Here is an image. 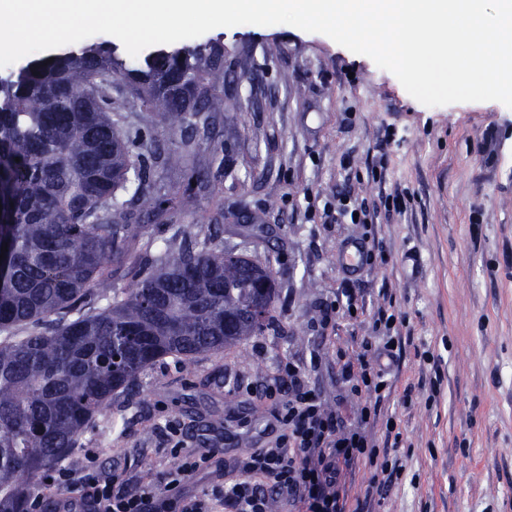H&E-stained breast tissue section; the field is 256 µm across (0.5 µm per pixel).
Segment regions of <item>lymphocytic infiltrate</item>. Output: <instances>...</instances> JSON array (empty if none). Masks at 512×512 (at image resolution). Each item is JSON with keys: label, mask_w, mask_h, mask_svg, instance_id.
Returning <instances> with one entry per match:
<instances>
[{"label": "lymphocytic infiltrate", "mask_w": 512, "mask_h": 512, "mask_svg": "<svg viewBox=\"0 0 512 512\" xmlns=\"http://www.w3.org/2000/svg\"><path fill=\"white\" fill-rule=\"evenodd\" d=\"M405 327L404 316L379 308L356 364L344 371L352 394L368 398L357 408V428H346L339 412L324 407L308 384L305 367L285 358L261 390L279 407L272 439L225 472L214 497L189 495L185 485L194 475L219 466L218 449L184 451L176 427L170 425L166 431L183 451L176 468L146 473L130 485L90 463L82 470L78 496L42 488L32 497V512H270L275 501L298 512H347L344 468L367 459L374 470L371 488L380 492L402 467L399 459L379 458L365 428L377 416L376 404L388 387L384 375L400 356Z\"/></svg>", "instance_id": "f902f5d3"}]
</instances>
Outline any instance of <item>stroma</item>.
Returning <instances> with one entry per match:
<instances>
[{
    "instance_id": "stroma-1",
    "label": "stroma",
    "mask_w": 512,
    "mask_h": 512,
    "mask_svg": "<svg viewBox=\"0 0 512 512\" xmlns=\"http://www.w3.org/2000/svg\"><path fill=\"white\" fill-rule=\"evenodd\" d=\"M194 42L224 47L223 139L233 150L210 196L149 233L161 246L176 224H193L219 234L225 249L275 256L278 326L188 369L174 357L156 362L133 389L113 394L67 469L90 455L132 481L175 467L159 435L168 421L187 447L223 449L229 464L242 459L274 421L272 406L246 389L270 379L284 357L307 366L324 406L353 421L357 399L341 368L355 362L388 293L409 338L372 434L384 445L383 420H395L403 468L369 502L373 470L359 463L346 479L348 507L512 512V108L424 105L370 57L287 24L220 27ZM386 124L399 142L381 184L370 168ZM344 188L369 204L395 191L402 205L373 227L386 259L360 272L357 311L324 330L318 310L343 286L336 252L361 231L321 219ZM243 207L261 223L235 220ZM409 249L421 259L415 280L404 265ZM421 350L430 361H419Z\"/></svg>"
}]
</instances>
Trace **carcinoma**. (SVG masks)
Returning <instances> with one entry per match:
<instances>
[{"label": "carcinoma", "mask_w": 512, "mask_h": 512, "mask_svg": "<svg viewBox=\"0 0 512 512\" xmlns=\"http://www.w3.org/2000/svg\"><path fill=\"white\" fill-rule=\"evenodd\" d=\"M223 92L215 43L133 68L116 44L84 43L0 77V512H28L30 488L157 361L189 368L271 325L270 264L192 224L154 252L121 200L160 219L208 188L188 162L205 144L224 151L213 140ZM143 111L154 122L133 132L116 118ZM160 128L181 135L176 149L161 147ZM255 267L264 295L244 275Z\"/></svg>", "instance_id": "1"}]
</instances>
